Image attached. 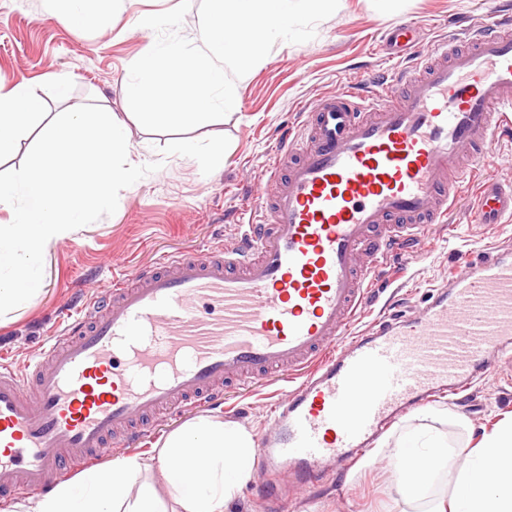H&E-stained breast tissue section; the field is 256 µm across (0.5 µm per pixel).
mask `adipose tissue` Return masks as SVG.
Here are the masks:
<instances>
[{"label": "adipose tissue", "mask_w": 512, "mask_h": 512, "mask_svg": "<svg viewBox=\"0 0 512 512\" xmlns=\"http://www.w3.org/2000/svg\"><path fill=\"white\" fill-rule=\"evenodd\" d=\"M41 108L33 89L0 80V157L29 139ZM463 446L459 461L438 433L406 432L387 452L397 461L401 502L412 512H512V415ZM256 453L244 426L200 416L167 433L151 457L85 471L6 512H227L252 477ZM443 474L446 489L430 495L432 478Z\"/></svg>", "instance_id": "ef3b65f1"}]
</instances>
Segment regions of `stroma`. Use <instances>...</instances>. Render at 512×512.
<instances>
[{"label":"stroma","mask_w":512,"mask_h":512,"mask_svg":"<svg viewBox=\"0 0 512 512\" xmlns=\"http://www.w3.org/2000/svg\"><path fill=\"white\" fill-rule=\"evenodd\" d=\"M179 3L97 0L92 9L104 13V21L75 31L59 21V0H0V76L10 86H31L43 99L49 120L77 102L128 112L125 75L149 40V30L140 21ZM487 6V0H402L398 11L386 13L375 0H340L337 11L317 25L314 39L275 44L264 64L238 83L230 114L190 130L191 138L224 143V160L214 171L172 153L171 134L130 123L141 161L159 163V170L123 189L113 215L56 247L45 294L27 313L0 327V362L17 363L38 354L64 318L67 303L110 289L112 258L122 259L131 274L160 252L175 247L204 250L236 239L237 209L260 188L282 128L299 125L304 105L317 96L391 74L395 63L382 45L398 21L421 25L420 49L428 52L446 39L463 43L467 31L481 23ZM60 74L71 81L66 98L55 85ZM484 178L510 183L512 165L504 161L466 174L464 197L448 215L456 237L437 236L432 255L408 266L402 287L388 288L372 299L357 329H365L382 306L402 310L407 303L419 302L429 287L441 284L453 271L457 248L465 245L478 252L512 242V222L475 221ZM270 392L266 386L230 397L233 422L260 433ZM509 413L512 365L501 362L477 379L461 401L443 398L411 410L377 445L386 447L412 428L441 431L453 445L479 436ZM392 480L386 462H360L341 486L320 485L316 492L289 500L286 512H386L396 496Z\"/></svg>","instance_id":"stroma-1"}]
</instances>
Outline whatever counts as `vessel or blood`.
Returning <instances> with one entry per match:
<instances>
[{
  "label": "vessel or blood",
  "instance_id": "1",
  "mask_svg": "<svg viewBox=\"0 0 512 512\" xmlns=\"http://www.w3.org/2000/svg\"><path fill=\"white\" fill-rule=\"evenodd\" d=\"M417 30L402 21L385 40L408 69L306 105L236 243L113 277L22 369L0 367V495L132 457L175 418L265 383L278 392L256 479L280 504L512 358V248L459 252L422 301L352 329L391 259L426 249L466 164L497 165L484 146L512 134V18L491 8L467 47L428 54ZM475 218L512 220V183H486Z\"/></svg>",
  "mask_w": 512,
  "mask_h": 512
}]
</instances>
